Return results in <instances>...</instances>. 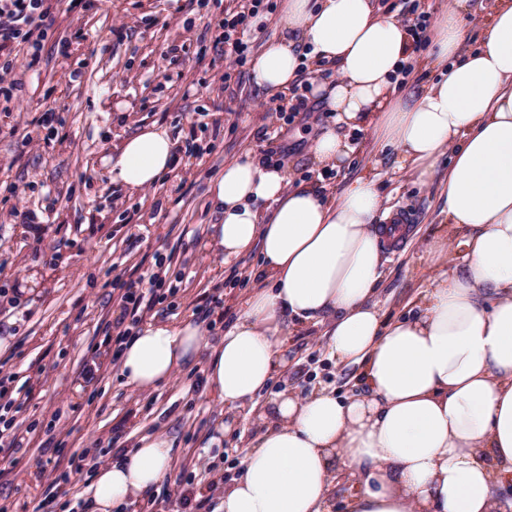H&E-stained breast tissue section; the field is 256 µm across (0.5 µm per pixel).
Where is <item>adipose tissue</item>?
<instances>
[{
	"label": "adipose tissue",
	"mask_w": 512,
	"mask_h": 512,
	"mask_svg": "<svg viewBox=\"0 0 512 512\" xmlns=\"http://www.w3.org/2000/svg\"><path fill=\"white\" fill-rule=\"evenodd\" d=\"M468 0L432 25L423 61L437 81L397 89L411 60L410 34L376 0H282L283 33L250 63L272 96L288 95L303 69L326 59L341 76L312 83L332 112L311 144L333 170L355 147L348 134L373 129L419 180L445 148L456 152L442 189L452 228H465L459 265L426 290L417 315L384 323L372 299L382 277L383 209L374 174L339 197L290 185L285 166L255 153L225 163L209 186L220 216L209 249L233 259L259 250L262 286L215 347L199 324L148 322L123 345L119 376L151 390L210 355L204 384L226 410L251 406L284 367L289 323L330 317L328 351L357 365L363 391L278 394L267 425L230 479L217 512H329L338 477L358 485L347 512H507L512 483V0H497L480 47L465 52ZM177 143L160 126L124 138L108 157L112 183L135 191L172 168ZM171 443L140 437L95 469L85 489L91 512H118L166 479Z\"/></svg>",
	"instance_id": "ef3b65f1"
}]
</instances>
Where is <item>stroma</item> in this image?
Returning a JSON list of instances; mask_svg holds the SVG:
<instances>
[{"label":"stroma","instance_id":"stroma-1","mask_svg":"<svg viewBox=\"0 0 512 512\" xmlns=\"http://www.w3.org/2000/svg\"><path fill=\"white\" fill-rule=\"evenodd\" d=\"M50 4L38 60L29 62L23 45L0 57V416L15 434L0 441V512H87L82 492L94 468L152 432L172 442V471L124 512H191L169 489L179 483L193 499L212 498L213 479L240 474L262 425L244 412L225 414L203 386V356L156 390L122 384L113 328L132 317L110 286L113 271L135 279L163 258V300L149 319L195 321L208 344L219 342L258 285L260 254L226 261L205 247L218 220L209 184L244 151L271 150L291 181L329 196L362 172L376 174L383 204L408 216L403 242L385 253L376 295L392 320L413 311L448 268L447 255L430 253L431 241H458L442 214L450 157L423 182L366 131L352 135L358 152L347 167L317 169L311 141L329 112L293 113L297 94L275 103L246 66L223 78L220 22L241 0ZM273 106L283 119L269 118ZM47 111L56 115L50 131L37 127ZM152 124L178 142L172 170L138 192L113 184L105 157ZM34 134L40 141L28 146ZM328 327L321 319L291 328L288 365L261 404L282 388L300 398L320 388L360 391L358 367L328 358ZM223 422L230 429L213 442Z\"/></svg>","mask_w":512,"mask_h":512}]
</instances>
